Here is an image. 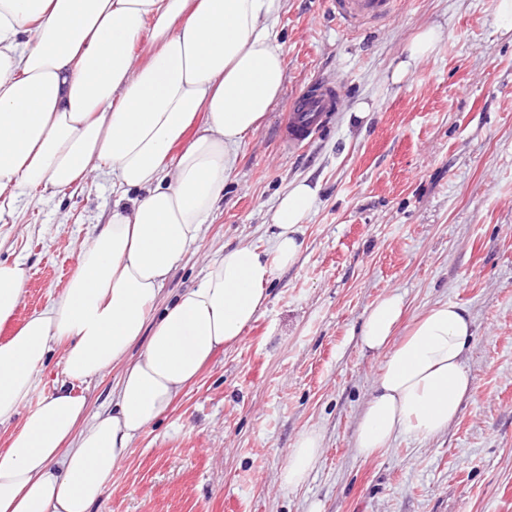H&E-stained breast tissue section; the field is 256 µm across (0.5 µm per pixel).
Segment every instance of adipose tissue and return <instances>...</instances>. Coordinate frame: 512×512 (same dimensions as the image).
Masks as SVG:
<instances>
[{"instance_id": "adipose-tissue-1", "label": "adipose tissue", "mask_w": 512, "mask_h": 512, "mask_svg": "<svg viewBox=\"0 0 512 512\" xmlns=\"http://www.w3.org/2000/svg\"><path fill=\"white\" fill-rule=\"evenodd\" d=\"M283 0H0V218L24 198L109 174L118 199L79 251L68 287L18 319L26 274L0 261V424L23 414L0 448V512H92L134 441L220 349L238 344L292 265L319 188L292 183L277 203L271 252L224 248L199 284L157 299L224 196L236 149L258 130L284 78L276 26ZM145 44L147 58L134 48ZM400 295L382 297L360 331L386 350L355 437L371 456L401 435L447 430L471 390L472 319L440 301L400 341ZM139 355H132L133 347ZM66 387L27 409L55 349ZM111 403L88 413L71 385L114 365ZM299 435L281 473L302 485L321 458Z\"/></svg>"}]
</instances>
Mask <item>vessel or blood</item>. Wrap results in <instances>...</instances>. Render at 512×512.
<instances>
[{
	"instance_id": "vessel-or-blood-1",
	"label": "vessel or blood",
	"mask_w": 512,
	"mask_h": 512,
	"mask_svg": "<svg viewBox=\"0 0 512 512\" xmlns=\"http://www.w3.org/2000/svg\"><path fill=\"white\" fill-rule=\"evenodd\" d=\"M334 18L348 30L388 24L398 13L400 0H330ZM341 103V86L334 81L310 85L297 97L283 123L280 140L295 149L310 142L323 127L330 112Z\"/></svg>"
}]
</instances>
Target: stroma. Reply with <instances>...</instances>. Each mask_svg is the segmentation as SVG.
Returning <instances> with one entry per match:
<instances>
[{"mask_svg": "<svg viewBox=\"0 0 512 512\" xmlns=\"http://www.w3.org/2000/svg\"><path fill=\"white\" fill-rule=\"evenodd\" d=\"M498 0H402L389 24L349 32L329 0H284V80L237 149L224 199L161 293L197 285L224 247L272 248L279 196L318 184L297 262L276 269L258 319L214 355L134 443L95 512H512V34ZM442 31L406 81L390 75L423 27ZM337 80L343 102L308 144L282 146L290 102ZM367 103L354 123L349 112ZM111 180L22 200L0 222V260L27 273L19 310L67 287L92 225L112 210ZM408 314L466 307L472 389L432 439L400 436L358 454L355 435L385 354L364 350L375 302ZM323 437L301 486L280 474L298 436Z\"/></svg>", "mask_w": 512, "mask_h": 512, "instance_id": "obj_1", "label": "stroma"}]
</instances>
